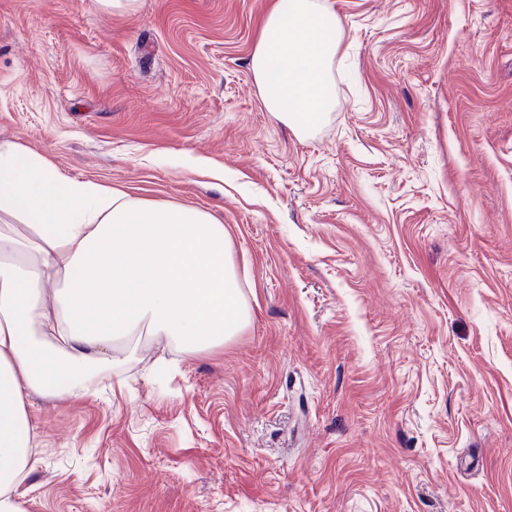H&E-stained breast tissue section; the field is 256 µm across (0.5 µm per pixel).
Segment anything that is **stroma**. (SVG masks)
Returning a JSON list of instances; mask_svg holds the SVG:
<instances>
[{
  "label": "stroma",
  "mask_w": 512,
  "mask_h": 512,
  "mask_svg": "<svg viewBox=\"0 0 512 512\" xmlns=\"http://www.w3.org/2000/svg\"><path fill=\"white\" fill-rule=\"evenodd\" d=\"M272 2L0 0V144L207 212L250 305L31 394L24 512H512V0H328L305 133L252 71Z\"/></svg>",
  "instance_id": "35a3bbf8"
}]
</instances>
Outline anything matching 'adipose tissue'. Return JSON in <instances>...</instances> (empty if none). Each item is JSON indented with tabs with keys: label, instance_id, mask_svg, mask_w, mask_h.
<instances>
[{
	"label": "adipose tissue",
	"instance_id": "ef3b65f1",
	"mask_svg": "<svg viewBox=\"0 0 512 512\" xmlns=\"http://www.w3.org/2000/svg\"><path fill=\"white\" fill-rule=\"evenodd\" d=\"M340 21L325 0H276L251 58L267 111L299 129L335 106ZM0 512L36 462L29 394L79 398L117 341L148 334L206 351L250 321L223 225L61 176L29 147L0 145Z\"/></svg>",
	"mask_w": 512,
	"mask_h": 512
}]
</instances>
